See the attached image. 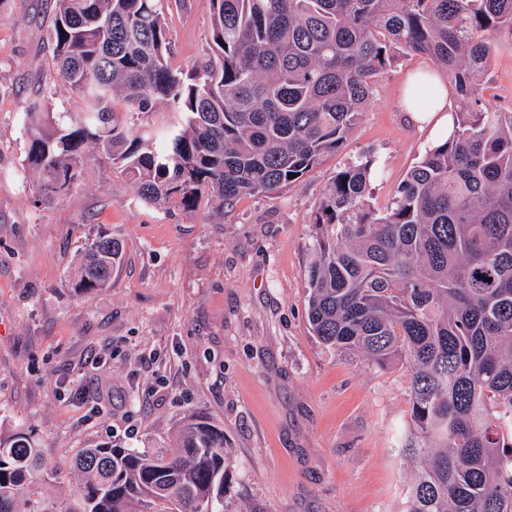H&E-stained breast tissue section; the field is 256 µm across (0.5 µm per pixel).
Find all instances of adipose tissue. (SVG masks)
Instances as JSON below:
<instances>
[{
    "instance_id": "obj_1",
    "label": "adipose tissue",
    "mask_w": 512,
    "mask_h": 512,
    "mask_svg": "<svg viewBox=\"0 0 512 512\" xmlns=\"http://www.w3.org/2000/svg\"><path fill=\"white\" fill-rule=\"evenodd\" d=\"M426 80L435 88L429 97L424 96L420 89ZM401 106L409 121L417 127L429 128L434 139L442 141L449 137L448 87L443 80L429 77L424 70L409 75L404 82Z\"/></svg>"
}]
</instances>
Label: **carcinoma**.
<instances>
[{
    "label": "carcinoma",
    "mask_w": 512,
    "mask_h": 512,
    "mask_svg": "<svg viewBox=\"0 0 512 512\" xmlns=\"http://www.w3.org/2000/svg\"><path fill=\"white\" fill-rule=\"evenodd\" d=\"M159 0H55L53 64L80 110L20 122L34 202L83 178L94 148L147 204L195 211L296 185L340 152L375 79L401 53L429 57L455 90L453 132L423 154L390 207L367 203L373 159L337 171L305 269L307 317L324 345L407 364L421 463L404 512H512V112H488L480 78L512 0H211L203 60L170 59ZM161 106V128L119 120ZM118 246L102 236L72 288L106 286ZM48 506L55 468L34 436L0 435V512H224V430L193 415L173 448L98 445Z\"/></svg>",
    "instance_id": "carcinoma-1"
}]
</instances>
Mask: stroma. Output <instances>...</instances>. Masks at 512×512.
I'll use <instances>...</instances> for the list:
<instances>
[{"label":"stroma","mask_w":512,"mask_h":512,"mask_svg":"<svg viewBox=\"0 0 512 512\" xmlns=\"http://www.w3.org/2000/svg\"><path fill=\"white\" fill-rule=\"evenodd\" d=\"M54 0H0V432L33 433L57 468L43 495L76 481L78 449L153 454L184 420L224 431V512H401L414 470L400 449L409 372L321 344L307 320L315 213L338 170L369 155L376 208L434 141L401 111V87L433 69L402 55L373 87L355 133L300 183L192 213L148 205L89 153L62 201L33 203L18 115L46 96L47 125L78 111L52 63ZM172 62L206 49L211 0H161ZM483 107L512 112V40L495 42ZM121 245L106 287L72 283L98 237Z\"/></svg>","instance_id":"obj_1"}]
</instances>
